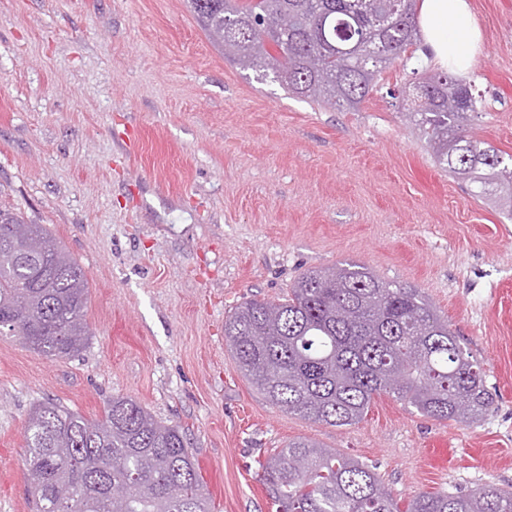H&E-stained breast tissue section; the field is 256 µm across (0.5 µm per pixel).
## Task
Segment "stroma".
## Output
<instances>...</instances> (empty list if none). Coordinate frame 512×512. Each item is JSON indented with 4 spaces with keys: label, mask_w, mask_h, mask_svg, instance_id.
Wrapping results in <instances>:
<instances>
[{
    "label": "stroma",
    "mask_w": 512,
    "mask_h": 512,
    "mask_svg": "<svg viewBox=\"0 0 512 512\" xmlns=\"http://www.w3.org/2000/svg\"><path fill=\"white\" fill-rule=\"evenodd\" d=\"M484 42L467 129L512 154V0H469ZM425 63L356 111L225 61L184 0H0V204L43 224L89 283L82 353L0 335V512H33L25 425L53 399L116 395L183 430L213 512H273L259 463L308 438L374 465L400 501L512 489V220L453 180L405 119ZM420 288L484 368L495 405L460 425L376 397L332 427L269 405L224 319L340 262Z\"/></svg>",
    "instance_id": "35a3bbf8"
}]
</instances>
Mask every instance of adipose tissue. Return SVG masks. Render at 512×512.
<instances>
[{"instance_id": "adipose-tissue-1", "label": "adipose tissue", "mask_w": 512, "mask_h": 512, "mask_svg": "<svg viewBox=\"0 0 512 512\" xmlns=\"http://www.w3.org/2000/svg\"><path fill=\"white\" fill-rule=\"evenodd\" d=\"M417 23L433 63L468 76L482 42L469 0H419Z\"/></svg>"}]
</instances>
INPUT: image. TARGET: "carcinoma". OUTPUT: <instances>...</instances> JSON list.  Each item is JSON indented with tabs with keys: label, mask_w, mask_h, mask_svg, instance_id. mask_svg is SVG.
<instances>
[{
	"label": "carcinoma",
	"mask_w": 512,
	"mask_h": 512,
	"mask_svg": "<svg viewBox=\"0 0 512 512\" xmlns=\"http://www.w3.org/2000/svg\"><path fill=\"white\" fill-rule=\"evenodd\" d=\"M186 2L226 62L342 109L358 108L418 38L415 0ZM373 40L386 50L368 62ZM413 75L428 95L418 94L409 118L438 163L511 216L512 155L468 134L467 115L477 109L471 86L446 72ZM88 293L82 267L49 230L0 205V334L39 356L76 357L90 336ZM224 341L267 403L315 423L355 425L381 395L465 425L494 405L482 366L421 289L355 262L303 272L278 302H242L224 319ZM25 442L38 512H211L184 432L130 397L112 398L95 419L40 402ZM262 470L275 512H512V491L495 484L421 493L402 511L373 466L308 439L288 442ZM109 474L121 495H108Z\"/></svg>",
	"instance_id": "1"
}]
</instances>
